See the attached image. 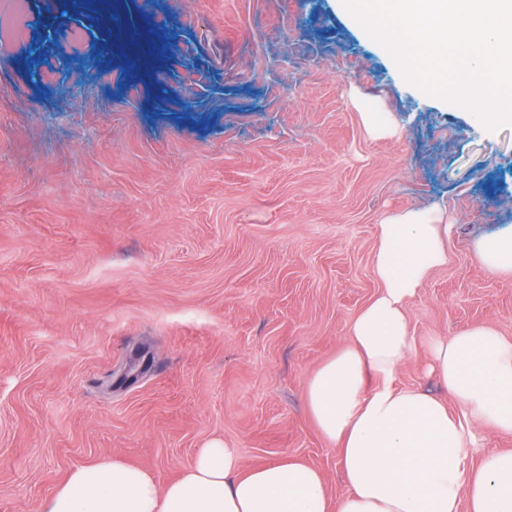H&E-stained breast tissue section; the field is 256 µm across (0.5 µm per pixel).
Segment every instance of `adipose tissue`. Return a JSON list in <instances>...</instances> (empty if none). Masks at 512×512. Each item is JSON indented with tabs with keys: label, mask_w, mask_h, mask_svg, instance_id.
Here are the masks:
<instances>
[{
	"label": "adipose tissue",
	"mask_w": 512,
	"mask_h": 512,
	"mask_svg": "<svg viewBox=\"0 0 512 512\" xmlns=\"http://www.w3.org/2000/svg\"><path fill=\"white\" fill-rule=\"evenodd\" d=\"M376 236L380 288L305 386L347 485L335 506L314 465L283 457L245 469L215 441L165 485L116 457L76 464L44 512H512V451L471 460L473 425L512 434V340L490 325L434 339L427 372L448 398L398 385L414 347L405 305L447 264L448 227L437 210H408Z\"/></svg>",
	"instance_id": "ef3b65f1"
}]
</instances>
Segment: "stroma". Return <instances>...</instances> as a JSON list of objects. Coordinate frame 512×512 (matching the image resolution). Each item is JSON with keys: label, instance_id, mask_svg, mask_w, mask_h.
I'll list each match as a JSON object with an SVG mask.
<instances>
[{"label": "stroma", "instance_id": "35a3bbf8", "mask_svg": "<svg viewBox=\"0 0 512 512\" xmlns=\"http://www.w3.org/2000/svg\"><path fill=\"white\" fill-rule=\"evenodd\" d=\"M114 2L140 40H173L158 70L98 0H28L0 43V512H41L102 456L168 483L215 439L246 468L304 459L339 497L304 388L379 288L376 224H451L398 384L439 393L432 339H512V275L476 250L512 231V126L409 83L338 0ZM367 112L403 133L373 138ZM141 346L150 371L111 387Z\"/></svg>", "mask_w": 512, "mask_h": 512}]
</instances>
